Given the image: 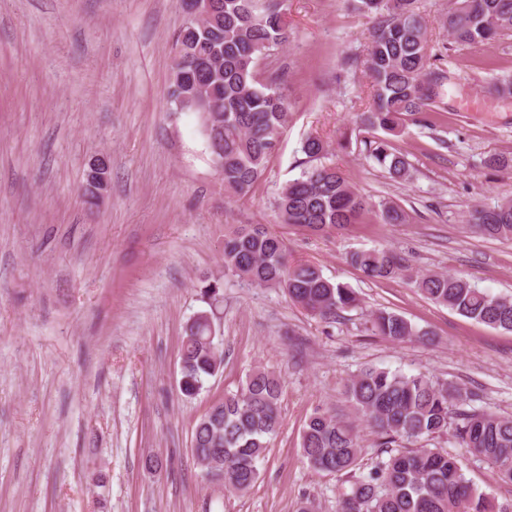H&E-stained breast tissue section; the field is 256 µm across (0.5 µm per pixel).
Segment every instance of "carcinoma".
I'll list each match as a JSON object with an SVG mask.
<instances>
[{"instance_id":"cac0c4a2","label":"carcinoma","mask_w":512,"mask_h":512,"mask_svg":"<svg viewBox=\"0 0 512 512\" xmlns=\"http://www.w3.org/2000/svg\"><path fill=\"white\" fill-rule=\"evenodd\" d=\"M373 15L364 67L372 102L357 115L360 150L395 181L408 179L410 163L392 145L407 121L442 103L448 70L430 45L429 21L416 0H357ZM287 0H217L205 26L183 24L173 59L170 97L182 111L198 114L210 153H224V190L245 198L264 175L291 117L292 103L277 76H262L260 60L288 40ZM442 28L461 46L484 45L512 36V0H455ZM204 89L206 103L197 104ZM300 177L288 182L275 202L279 223L313 232L342 230L375 210L383 224H405L407 212L391 200L372 205L340 168L323 162L326 142L310 134L301 142ZM474 232L512 240V199L476 207L464 218ZM349 263L365 276L390 280L406 275L402 258L387 249H362ZM224 275L256 288H279L315 317L330 320L358 304L349 285L326 278L308 263H292L282 238L262 224H233L224 234ZM429 300L488 327L512 332V298L495 296L466 278L429 273L413 280ZM223 282L203 280L213 301ZM373 334L392 342L423 336L410 321L386 310L372 313ZM181 393L197 395L222 359L204 316L186 328L180 353ZM281 379L257 366L237 391L224 396L198 419L191 447L197 463L224 487L248 491L260 478V463L277 434ZM345 394L364 428L386 449L365 474L356 426L327 410L314 411L301 432L302 455L317 472L347 478L336 512H512L476 487L458 459L430 441L453 430L459 447L512 484V418L466 409V387L423 373L366 367L345 384Z\"/></svg>"}]
</instances>
